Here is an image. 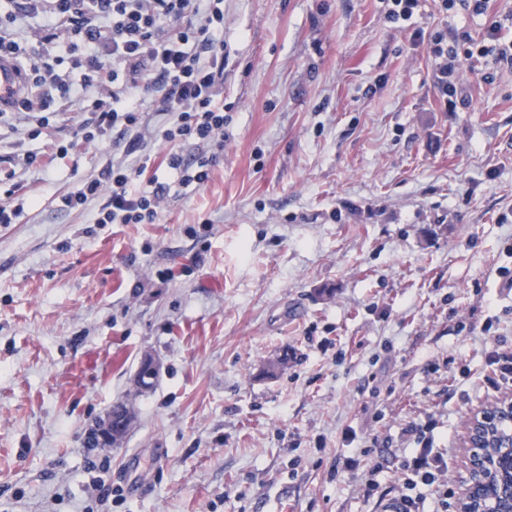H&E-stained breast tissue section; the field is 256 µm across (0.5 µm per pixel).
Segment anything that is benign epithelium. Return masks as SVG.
Instances as JSON below:
<instances>
[{
    "instance_id": "7a95c632",
    "label": "benign epithelium",
    "mask_w": 512,
    "mask_h": 512,
    "mask_svg": "<svg viewBox=\"0 0 512 512\" xmlns=\"http://www.w3.org/2000/svg\"><path fill=\"white\" fill-rule=\"evenodd\" d=\"M460 512H512V392L469 416L463 432Z\"/></svg>"
}]
</instances>
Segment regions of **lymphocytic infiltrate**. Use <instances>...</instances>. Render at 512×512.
I'll return each instance as SVG.
<instances>
[{"instance_id":"lymphocytic-infiltrate-1","label":"lymphocytic infiltrate","mask_w":512,"mask_h":512,"mask_svg":"<svg viewBox=\"0 0 512 512\" xmlns=\"http://www.w3.org/2000/svg\"><path fill=\"white\" fill-rule=\"evenodd\" d=\"M503 28L489 21L477 40L431 35L432 80L445 110L471 106L457 81L463 59L491 54L512 68V40ZM0 57L22 65L27 92L11 109L30 113L26 137L38 138L53 115L89 109L70 140L51 142L40 154L0 155V164L50 163L111 134L122 151L121 161L57 196L60 210L89 211L93 224H154L172 187L202 190L224 156V0H0ZM66 58L82 72L79 85L57 71ZM145 90L159 92L158 109L171 117L154 132L141 122ZM152 139L166 145V153L151 154ZM162 169L173 171L176 183L160 180ZM436 427L429 417L404 432L409 452L389 493L405 503V512H422L423 486L434 488L438 512H448V451L435 447ZM377 444L370 439L335 461L339 469H363L359 491L374 503L384 495L375 480L382 468L373 455Z\"/></svg>"}]
</instances>
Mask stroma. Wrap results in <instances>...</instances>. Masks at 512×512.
Returning a JSON list of instances; mask_svg holds the SVG:
<instances>
[{
	"label": "stroma",
	"mask_w": 512,
	"mask_h": 512,
	"mask_svg": "<svg viewBox=\"0 0 512 512\" xmlns=\"http://www.w3.org/2000/svg\"><path fill=\"white\" fill-rule=\"evenodd\" d=\"M484 23L436 0L399 24L382 0H224L229 121L203 190L156 224H91L54 198L110 142L17 168L38 203L0 224V512H374L359 472L327 475L342 432L397 449L428 413L459 488L469 413L512 391L482 384L512 347V72L465 64L472 109L446 111L415 37ZM79 120L22 142L25 114H1L0 151ZM118 401L124 443L90 447Z\"/></svg>",
	"instance_id": "obj_1"
}]
</instances>
